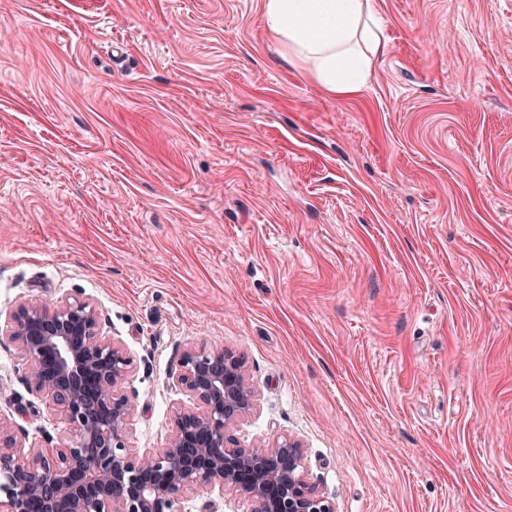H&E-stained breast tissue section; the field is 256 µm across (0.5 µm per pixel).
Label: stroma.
Returning a JSON list of instances; mask_svg holds the SVG:
<instances>
[{
  "mask_svg": "<svg viewBox=\"0 0 512 512\" xmlns=\"http://www.w3.org/2000/svg\"><path fill=\"white\" fill-rule=\"evenodd\" d=\"M372 4L343 97L262 0H0V326L93 302L139 450L204 342L336 512H512V0ZM0 415L65 439L1 334Z\"/></svg>",
  "mask_w": 512,
  "mask_h": 512,
  "instance_id": "obj_1",
  "label": "stroma"
}]
</instances>
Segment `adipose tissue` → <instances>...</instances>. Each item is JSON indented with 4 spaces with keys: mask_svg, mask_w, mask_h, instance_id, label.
<instances>
[{
    "mask_svg": "<svg viewBox=\"0 0 512 512\" xmlns=\"http://www.w3.org/2000/svg\"><path fill=\"white\" fill-rule=\"evenodd\" d=\"M369 2L263 0V14L288 64L310 72L328 92L351 96L363 89L386 47Z\"/></svg>",
    "mask_w": 512,
    "mask_h": 512,
    "instance_id": "ef3b65f1",
    "label": "adipose tissue"
}]
</instances>
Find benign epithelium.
Instances as JSON below:
<instances>
[{
	"mask_svg": "<svg viewBox=\"0 0 512 512\" xmlns=\"http://www.w3.org/2000/svg\"><path fill=\"white\" fill-rule=\"evenodd\" d=\"M80 298L28 302L6 320L30 389L69 425L60 448L25 444L0 416V512H186L189 495L229 494L246 512H335L309 480L294 441L244 448L233 434L256 391L222 347L185 350L173 375L189 403L175 407L166 444L128 446L134 405L123 392L131 360Z\"/></svg>",
	"mask_w": 512,
	"mask_h": 512,
	"instance_id": "7a95c632",
	"label": "benign epithelium"
}]
</instances>
